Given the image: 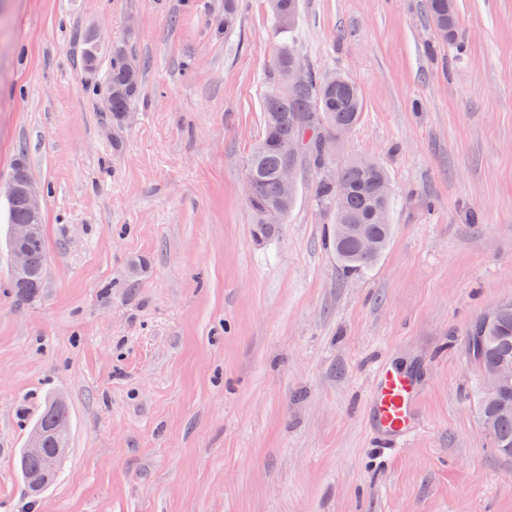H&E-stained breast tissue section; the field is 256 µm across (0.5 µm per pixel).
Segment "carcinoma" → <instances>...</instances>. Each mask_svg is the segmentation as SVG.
Instances as JSON below:
<instances>
[{"label": "carcinoma", "instance_id": "carcinoma-1", "mask_svg": "<svg viewBox=\"0 0 512 512\" xmlns=\"http://www.w3.org/2000/svg\"><path fill=\"white\" fill-rule=\"evenodd\" d=\"M274 18V29L283 42L277 50L274 68L277 81L264 96L262 131L245 161V177L253 184V196L249 199L252 211L253 231L258 238L274 235L280 225L287 223L288 215L296 199L282 200L278 194V178L282 167L292 160L299 169L321 171L333 161L331 147L336 132L353 129L359 122L364 101L358 85L348 76L338 73L336 81L329 84L324 74L311 68L305 85L295 86L288 82V71L298 51L292 35L299 27V0H270ZM428 15L431 23L446 24L444 41L455 43L458 38V16L456 0H428ZM239 0H224V22L220 24L224 35H230L238 19ZM84 47L90 49L88 65L98 68L102 52L109 57L108 78L114 84H122L127 92L112 99V121L121 124L123 114L130 111L139 96L142 72L145 63L132 56L121 42L102 46L100 38L88 32L83 36ZM342 184L346 194H336V185ZM317 200L333 219L332 246L336 260L347 274L362 273L380 258L392 233V200L389 177L384 167L376 160L351 158L335 171L321 178L315 186ZM9 220L12 224H26L30 216L26 206L18 200H9ZM366 233L376 241L371 253L360 250V233ZM28 257V271L13 275L14 288L25 297L33 295L25 287L29 279L40 287L46 270L44 230L23 242ZM485 328L486 347L479 357H469L479 374H484L497 361L512 359V301L505 302L483 315L474 329ZM478 417L493 419L490 435L495 448L502 452L512 448V415L496 413V398L485 390H479ZM70 414L66 403L55 404L50 397L37 421L47 425L69 426ZM59 445L50 441V450L38 459L19 456L20 472L32 467H48L51 464V449Z\"/></svg>", "mask_w": 512, "mask_h": 512}]
</instances>
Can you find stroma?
Returning a JSON list of instances; mask_svg holds the SVG:
<instances>
[{
	"instance_id": "1",
	"label": "stroma",
	"mask_w": 512,
	"mask_h": 512,
	"mask_svg": "<svg viewBox=\"0 0 512 512\" xmlns=\"http://www.w3.org/2000/svg\"><path fill=\"white\" fill-rule=\"evenodd\" d=\"M302 0L306 65L364 109L335 162L389 172L393 239L343 273L316 172L279 233L252 234L269 0H0V512H512V457L479 422L465 337L512 300V0ZM146 60L129 122L105 112L81 32ZM44 188L48 267L12 285L6 187ZM414 374L422 421L374 434L377 366ZM70 451L29 499L20 448L47 397ZM427 10L431 23L435 26L436 22L442 21L446 24L448 35L443 41L457 43L458 38V16L455 0H428ZM448 2L451 9L448 18Z\"/></svg>"
}]
</instances>
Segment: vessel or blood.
Masks as SVG:
<instances>
[{"mask_svg": "<svg viewBox=\"0 0 512 512\" xmlns=\"http://www.w3.org/2000/svg\"><path fill=\"white\" fill-rule=\"evenodd\" d=\"M418 406L414 378L388 366H379L373 377L370 412L386 445L396 446L413 429Z\"/></svg>", "mask_w": 512, "mask_h": 512, "instance_id": "obj_1", "label": "vessel or blood"}]
</instances>
